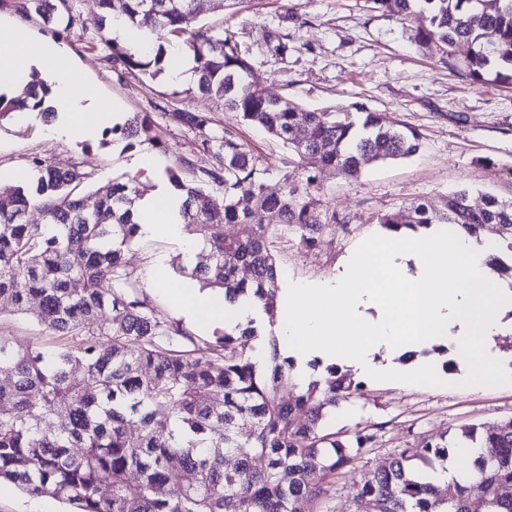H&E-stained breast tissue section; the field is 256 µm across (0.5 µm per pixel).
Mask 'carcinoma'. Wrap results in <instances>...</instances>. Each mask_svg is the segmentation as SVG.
<instances>
[{
  "mask_svg": "<svg viewBox=\"0 0 512 512\" xmlns=\"http://www.w3.org/2000/svg\"><path fill=\"white\" fill-rule=\"evenodd\" d=\"M367 2L401 21L421 16L416 40L447 55L467 45L464 67L472 82L512 85V0ZM97 5L106 27L122 20L157 34L149 53L105 39L114 69L153 77L169 63L166 44L180 41L192 55L198 95L223 98L240 124L263 129L299 159L305 188L286 173L281 191L269 193V166L236 130L214 125L207 112H178L196 132L200 153L221 155L223 166L184 161L164 171L206 256L181 273L202 289L224 292L230 303L244 299L274 325L279 273L273 243L291 236L313 250L336 223L313 191L318 170L330 167L355 179L366 161L414 155L420 133L362 103L351 112H331L270 95L252 80L234 31L196 24L195 0ZM19 8L47 24L69 28L75 22L67 0H19ZM489 31L492 41L485 40ZM50 93L33 73L20 95H0V123L14 110L51 122ZM109 135L128 149L145 143L165 148L147 113L105 129L103 136ZM32 168L31 181L0 187V298L17 313H33L51 342L23 348L0 335V373L8 375L0 383V479L29 495L62 500L76 512H314L329 477L373 440L363 430L342 438L324 424V409L362 384L314 356L306 361L314 379L299 386L291 377L296 358L284 353L273 331L259 366L239 342L241 335H262L253 317L238 334L218 328L203 337L159 316L124 260L141 237L134 219L139 182L114 179L99 186L90 211L76 194L86 178L81 169L61 170L37 158ZM31 207L40 209L45 223L22 219ZM267 213L277 223H263L260 215ZM379 223L391 232L449 224L478 242L493 224L501 252L512 259V201L492 195L475 205L463 188L440 210L418 203L407 221L384 215ZM226 224L238 225L236 236L224 235ZM105 281L111 287L102 288ZM33 298L39 299L34 312ZM73 337L81 338L75 350ZM286 386L295 390L288 401L281 397ZM462 438L482 448L470 480L454 482L446 498L422 480L413 461L432 468L448 460L450 450L444 438L425 439L363 480L359 498L367 512H475L478 498L488 503L487 512H512V496L502 493L512 487V419L482 432L474 426ZM257 458L264 467L254 465ZM172 482L179 487L175 494L168 490Z\"/></svg>",
  "mask_w": 512,
  "mask_h": 512,
  "instance_id": "carcinoma-1",
  "label": "carcinoma"
}]
</instances>
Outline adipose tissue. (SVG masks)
I'll return each instance as SVG.
<instances>
[{"label": "adipose tissue", "instance_id": "adipose-tissue-1", "mask_svg": "<svg viewBox=\"0 0 512 512\" xmlns=\"http://www.w3.org/2000/svg\"><path fill=\"white\" fill-rule=\"evenodd\" d=\"M0 36L12 42L11 51L0 53V94H14L30 68H37L58 113L47 129L50 136L76 130L92 138L103 124L118 120L64 64L63 47L34 42L10 27ZM179 205L178 193L163 184L140 198L142 232L182 237ZM497 248L496 240L478 247L461 233L400 230L371 243L335 284L290 288L279 307L278 332L288 348L328 355L372 376L393 372L392 365L376 361L379 350L410 352L445 336L455 337L463 355L478 356L484 339L500 331L504 311L512 310V290L497 286L486 264ZM170 294L191 323L231 328L244 320L241 306L225 303L223 296L190 286Z\"/></svg>", "mask_w": 512, "mask_h": 512}]
</instances>
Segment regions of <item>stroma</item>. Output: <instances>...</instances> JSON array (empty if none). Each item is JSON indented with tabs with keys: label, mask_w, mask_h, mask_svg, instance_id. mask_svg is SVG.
<instances>
[{
	"label": "stroma",
	"mask_w": 512,
	"mask_h": 512,
	"mask_svg": "<svg viewBox=\"0 0 512 512\" xmlns=\"http://www.w3.org/2000/svg\"><path fill=\"white\" fill-rule=\"evenodd\" d=\"M72 4L78 21L66 30L24 15L17 0H0V25L19 24L33 39L63 45L65 64L80 74L104 107L116 103L128 114H150L166 148L145 144L129 150L118 140L105 143L77 134L60 140L47 135L44 124L9 122L0 126V186L29 179L37 157L60 169L81 168L87 178L79 193L91 207L95 189L115 178L135 177L152 190L174 160L202 159L221 167L220 156L201 157L195 133L177 122L176 113L183 111L207 112L216 124L239 128L272 168L265 180L268 191H279L284 172H296L297 160L287 145L262 129L239 127L237 113L226 109L223 99L193 96L194 74L175 81L162 73L144 82L118 76L105 60L108 31L95 0ZM196 6L199 23L232 27L255 80L272 95L336 112L359 102L422 135L415 155L367 163L358 179L321 169L318 196L337 222L317 250H304L286 238L275 244L281 289L299 282L335 283L351 257L370 240L385 236L382 215L405 219L411 204L438 207L462 187L512 200V87L472 83L463 71L466 45H457L452 56L442 55L435 46L416 42L417 21L401 22L370 11L365 0H196ZM279 33L288 37L289 50L283 56L275 54L271 44ZM146 157L153 162L149 172L141 167ZM126 260L155 312L177 318L168 296L155 290L154 278L160 270L182 284L177 268L188 259L181 239L158 233L142 236ZM503 322V333L486 343L477 362L461 358L450 337L423 347L420 357L438 360L424 382L406 381L414 363L400 356L393 360V376L373 377L351 368L352 378L362 384L360 391L341 401L351 414L345 419L329 415L326 423L345 434L366 431L375 440L333 476L317 512H358L357 493L364 477L423 438L451 440L464 428L487 429L512 419V315H504Z\"/></svg>",
	"instance_id": "stroma-1"
}]
</instances>
